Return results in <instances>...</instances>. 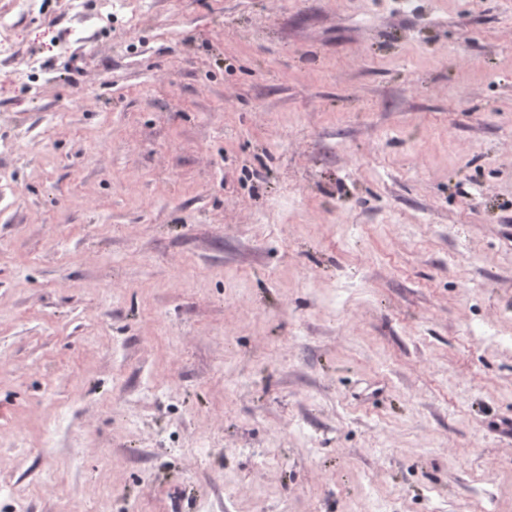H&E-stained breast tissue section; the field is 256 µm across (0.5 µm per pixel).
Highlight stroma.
Instances as JSON below:
<instances>
[{
    "instance_id": "35a3bbf8",
    "label": "stroma",
    "mask_w": 512,
    "mask_h": 512,
    "mask_svg": "<svg viewBox=\"0 0 512 512\" xmlns=\"http://www.w3.org/2000/svg\"><path fill=\"white\" fill-rule=\"evenodd\" d=\"M491 324L512 331V0L17 15L0 473L29 512H512Z\"/></svg>"
}]
</instances>
